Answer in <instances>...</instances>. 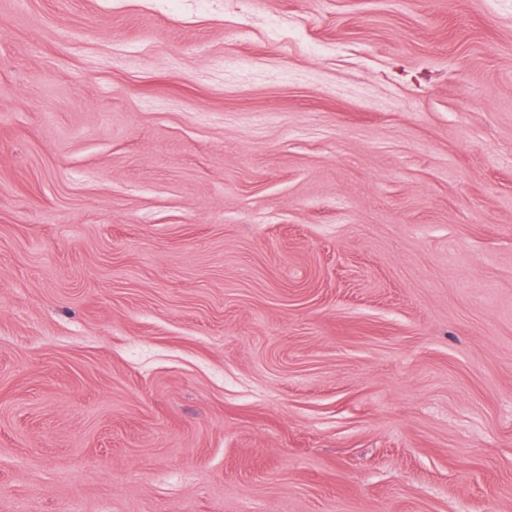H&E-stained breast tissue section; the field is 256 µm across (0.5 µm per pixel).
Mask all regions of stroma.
<instances>
[{
    "label": "stroma",
    "instance_id": "1",
    "mask_svg": "<svg viewBox=\"0 0 512 512\" xmlns=\"http://www.w3.org/2000/svg\"><path fill=\"white\" fill-rule=\"evenodd\" d=\"M0 512H512V0H0Z\"/></svg>",
    "mask_w": 512,
    "mask_h": 512
}]
</instances>
